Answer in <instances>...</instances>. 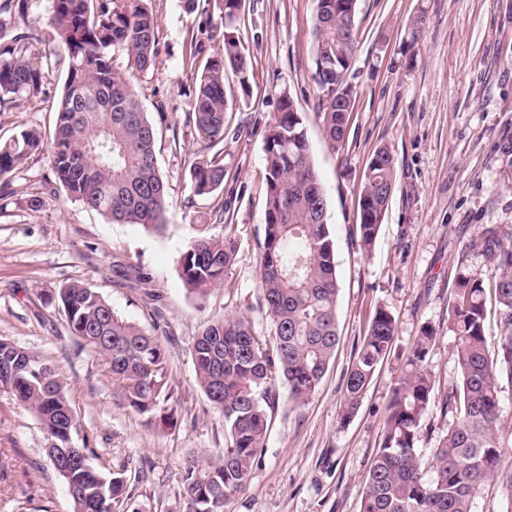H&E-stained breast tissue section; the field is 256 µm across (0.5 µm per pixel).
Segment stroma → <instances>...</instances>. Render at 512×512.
Listing matches in <instances>:
<instances>
[{
	"mask_svg": "<svg viewBox=\"0 0 512 512\" xmlns=\"http://www.w3.org/2000/svg\"><path fill=\"white\" fill-rule=\"evenodd\" d=\"M234 22L250 68L241 90L226 74L224 140L194 138L186 125L196 73L186 61L190 30L208 26L204 55L218 48L221 12L206 0H148L157 19L154 66L132 82L156 128L158 168L168 184L167 226L113 224L68 198L50 166L53 106L67 74L59 65L42 94L0 104V140L27 128L44 143L22 164L0 200V337L36 352L66 382L77 427L72 444L91 448L98 470L122 473L118 512H182V464L224 448V415L204 394L192 345L208 322L247 314L271 334L258 282L266 201L265 142L283 97H290L312 149L327 202L340 285L339 343L308 404L276 388L268 433L247 489L225 512H359L381 442L386 407L422 326L437 329L426 364L437 394L457 384L447 327L459 273L492 282L471 245L482 224L512 225V0H356L357 48L347 72L353 110L339 151L325 144L326 91L315 79L314 0H242ZM423 29L410 43L415 18ZM388 146L397 179L370 252L354 226L373 152ZM216 159L224 184L198 196L190 160ZM40 207H31V200ZM220 237L232 228L238 254L221 287L199 297L181 278L194 226ZM93 289L166 351L176 422H148L127 407L105 360L72 335L54 296L66 284ZM397 333L363 404L339 419L344 375L375 307ZM30 409L0 392V512H73Z\"/></svg>",
	"mask_w": 512,
	"mask_h": 512,
	"instance_id": "1",
	"label": "stroma"
}]
</instances>
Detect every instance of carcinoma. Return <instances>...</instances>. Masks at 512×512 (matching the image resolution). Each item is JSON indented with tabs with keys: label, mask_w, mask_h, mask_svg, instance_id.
Returning <instances> with one entry per match:
<instances>
[{
	"label": "carcinoma",
	"mask_w": 512,
	"mask_h": 512,
	"mask_svg": "<svg viewBox=\"0 0 512 512\" xmlns=\"http://www.w3.org/2000/svg\"><path fill=\"white\" fill-rule=\"evenodd\" d=\"M31 0L0 3V103L37 97L50 71L67 58L58 99L51 167L68 197L118 224L165 227L168 186L155 153L156 129L141 106L131 76L113 66L116 51L140 72L154 65L159 46L156 21L141 5L118 0H51L50 32L20 28ZM350 0H315V78L328 92L347 87L344 62L356 50V14ZM240 86L250 70L234 32L207 58L195 81L188 112L191 132L210 143L224 141L227 106L224 74ZM326 143L338 148L349 113L326 98L321 112ZM41 145L23 130L0 143V178L15 173ZM266 203L259 283L273 326L272 341L256 335L240 313L205 325L192 346L198 381L224 413V451L193 456L183 466L184 512H224L226 502L250 481L268 430L262 402L275 400L284 382L288 401L306 404L319 387L337 344L339 284L327 203L311 160L303 121L283 99L266 138ZM192 191L210 194L224 184V164L190 163ZM396 168L387 147L377 149L358 202L357 241L371 250L394 189ZM472 246L494 272L492 290L503 325L494 349L484 334L487 288L461 273L448 302L447 330L454 338L458 386L445 393L440 414L447 428L426 465L417 438L435 408L434 380L426 366L438 336L425 325L416 336L398 380L362 492L360 512H482L485 483L494 479L512 503V426L505 425L500 393L512 386V227L481 225ZM238 251L228 232L215 238L197 230L181 261L187 289L204 295L224 283ZM58 306L70 331L109 365L124 403L162 423L173 420L162 403L169 395L166 353L149 333L127 322L100 295L72 283L59 288ZM396 335L394 317L378 308L345 375L340 417L357 414L377 366ZM0 390L35 413L47 434L48 455L63 479L73 512H114L124 494L120 474L90 462L91 449L71 445L77 427L66 384L38 354L0 338Z\"/></svg>",
	"instance_id": "cac0c4a2"
}]
</instances>
